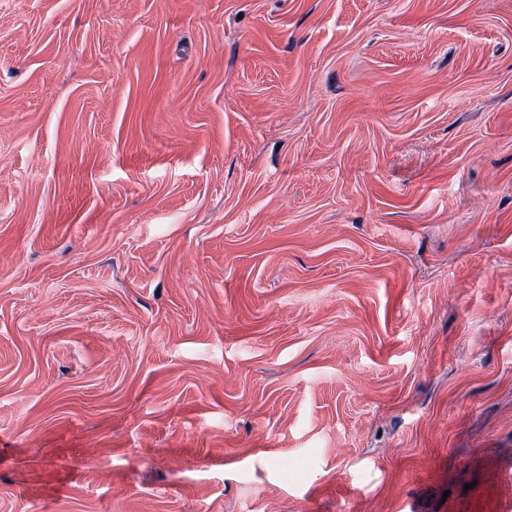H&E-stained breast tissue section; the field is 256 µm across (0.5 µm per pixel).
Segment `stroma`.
<instances>
[{
    "label": "stroma",
    "mask_w": 512,
    "mask_h": 512,
    "mask_svg": "<svg viewBox=\"0 0 512 512\" xmlns=\"http://www.w3.org/2000/svg\"><path fill=\"white\" fill-rule=\"evenodd\" d=\"M0 512H512V0H0Z\"/></svg>",
    "instance_id": "1"
}]
</instances>
